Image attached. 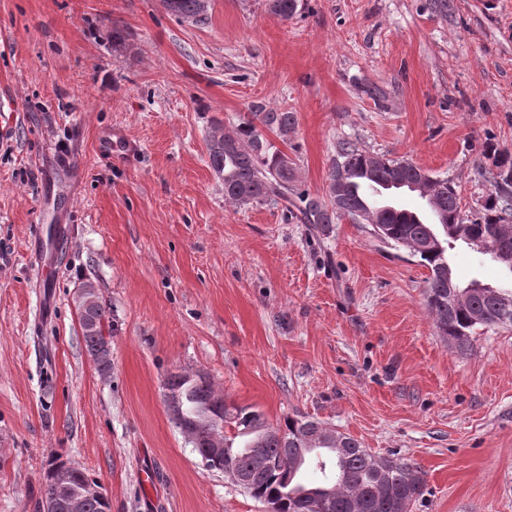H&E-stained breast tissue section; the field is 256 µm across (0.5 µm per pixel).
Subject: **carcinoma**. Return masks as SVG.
Masks as SVG:
<instances>
[{
	"label": "carcinoma",
	"instance_id": "1",
	"mask_svg": "<svg viewBox=\"0 0 512 512\" xmlns=\"http://www.w3.org/2000/svg\"><path fill=\"white\" fill-rule=\"evenodd\" d=\"M301 0H265V9L283 21L292 19L301 9ZM165 8L182 20L205 22L202 14L209 6L203 0H168ZM253 119L233 131L214 128L208 136L210 166L224 182V200L236 206L282 204L296 210L304 224L325 228L343 217L363 216L371 224L374 236L386 244L402 248L429 269L424 299L439 336L458 351L473 345V333L479 328L512 327V286L489 288L473 282L457 287L448 265V247L467 243L482 236L493 253L512 255V181L502 175L512 173V154L489 145L484 158L494 171L491 191L480 213L462 214L455 187L446 178H437L422 168L399 159L373 156L350 141L339 144L329 172V198L323 200L298 188L293 163L263 134L269 130L282 138L294 131V112L266 111L259 107ZM371 180L383 185L401 183L399 189L411 191L410 184L425 183L428 205L437 215L434 224H420L386 210L365 205L356 193L357 184ZM106 309L93 299L80 318L83 339L98 368H111V348L103 334ZM163 385L184 394L186 420L178 426L187 434L198 414L207 410H232L233 431L224 436V465L208 468L255 471L258 461L266 467L245 490L252 498L279 505V512H316L313 504L324 500L328 512H409L425 486L424 472L402 458H378L353 436L320 429L318 421L302 416L284 418L267 425L263 415L250 407H228L208 380H191L174 374ZM320 474L315 483H305V467Z\"/></svg>",
	"mask_w": 512,
	"mask_h": 512
}]
</instances>
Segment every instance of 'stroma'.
<instances>
[{
    "mask_svg": "<svg viewBox=\"0 0 512 512\" xmlns=\"http://www.w3.org/2000/svg\"><path fill=\"white\" fill-rule=\"evenodd\" d=\"M0 0V512H37L60 459L110 512H265L204 467L162 396L205 374L270 424L300 415L425 473L412 512H512V328L460 353L438 335L418 258L344 217L237 207L209 165L214 124L296 113L282 149L328 195L340 141L450 179L464 214L512 152V0ZM376 85L384 109L368 97ZM130 154L106 157L113 134ZM460 284L500 266L453 250ZM112 367L88 353L84 285ZM164 6L173 15L182 20L195 19L194 23H204L208 17L209 0L205 6L202 0H167ZM205 13L204 17L198 18L200 14Z\"/></svg>",
    "mask_w": 512,
    "mask_h": 512,
    "instance_id": "stroma-1",
    "label": "stroma"
}]
</instances>
